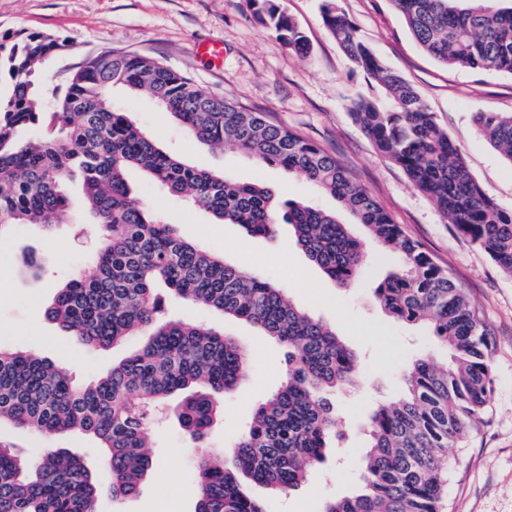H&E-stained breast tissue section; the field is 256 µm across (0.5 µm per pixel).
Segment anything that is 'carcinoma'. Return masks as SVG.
Masks as SVG:
<instances>
[{"instance_id": "carcinoma-1", "label": "carcinoma", "mask_w": 512, "mask_h": 512, "mask_svg": "<svg viewBox=\"0 0 512 512\" xmlns=\"http://www.w3.org/2000/svg\"><path fill=\"white\" fill-rule=\"evenodd\" d=\"M501 0H392L419 46L437 61L474 72L512 74V5ZM258 22L302 52L303 31L275 0H245ZM322 19L356 69L375 79L385 100L359 95L353 121L377 151L432 199L448 223L512 275V209L501 207L471 176L418 92L375 55L336 0ZM65 44L43 33L1 34L0 238L67 216V182L79 176L85 206L100 234L97 273L71 276L47 317L91 349L140 343L104 375L77 384L40 355L0 345V425L43 435L79 432L103 454L109 481L65 448L36 460L0 445V512H95L103 491L139 493L155 465L148 440L153 408L182 399L177 420L187 438L205 437L237 393L249 356L233 338L166 314L163 287L182 299L244 320L286 349V378L255 405L227 454L197 463L195 512H266L245 483L287 495L299 489L341 437L336 395L359 376L356 354L322 321L295 306L267 277L179 235L126 181L143 170L160 188L185 196L249 237H272L289 224L296 243L331 281L363 280L369 255L336 214L221 172L199 170L159 148L126 112L112 105L120 85L156 99L197 141L277 165L330 193L365 225L376 243L402 255L400 268L374 288L398 321L427 322L448 353L405 362L404 390L380 404L366 427L360 489L325 502L321 512H440L447 484L441 456L482 421L493 393L492 339L467 296L425 248L339 164L309 140L229 99L200 89L186 74L147 57L109 49L87 57L64 79L62 112L39 103V65ZM481 134L512 161V115L477 112Z\"/></svg>"}]
</instances>
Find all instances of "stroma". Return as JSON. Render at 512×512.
I'll list each match as a JSON object with an SVG mask.
<instances>
[{
  "label": "stroma",
  "mask_w": 512,
  "mask_h": 512,
  "mask_svg": "<svg viewBox=\"0 0 512 512\" xmlns=\"http://www.w3.org/2000/svg\"><path fill=\"white\" fill-rule=\"evenodd\" d=\"M277 3L304 32L307 52L290 49L264 29L242 0H0V34L39 32L65 41L44 73L41 99L47 109L57 105L62 69L114 47L161 61L203 90L264 113L335 156L393 221L449 272L490 330L493 398L481 423L447 451L451 469L444 512H512V276L458 234L436 204L412 187L401 168L381 157L352 121L351 99L361 93L381 97L382 88L355 69L324 26L321 0ZM339 6L375 54L418 91L486 193L512 209V162L473 122L481 111L512 114V75L440 63L417 45L390 0H339ZM204 40L223 44V61L197 54L196 46ZM112 100L165 151L198 168L256 181L279 196L314 203L335 212L354 235L366 237V228L354 215L299 175L201 144L149 97H133L116 87ZM128 180L144 203L177 225L187 240L228 262L257 265L284 288L293 304L333 326L356 352L361 381L336 398L343 438L333 442L324 462L298 490L273 495L259 488L255 494L265 501L267 512H321L327 500L353 492L361 480L362 432L368 416L402 389L401 357L438 351L427 326L394 320L375 299V286L400 266V254L376 250L364 282L342 288L309 260L289 225H280L274 238H251L239 225L216 222L208 212L160 192L140 171H130ZM69 193L72 210L66 223L48 232L24 227L0 241V344L36 352L66 367L81 384L105 373L126 351L88 349L45 316L57 288L74 271L87 276L95 271L90 257L97 226L81 208L79 182L70 184ZM27 256L40 264L39 277L24 270ZM165 306L177 318L234 338L249 353V376L238 393L225 398L223 419L201 441L186 438L173 415V403L162 405L149 429L156 464L140 492L122 499L101 496L98 512H195V464L201 451L222 453L249 422L256 401L285 379L284 348L253 325L170 294ZM0 443L32 459L52 446L68 449L95 469L101 462L96 444L79 435L48 440L5 425L0 427Z\"/></svg>",
  "instance_id": "obj_1"
}]
</instances>
